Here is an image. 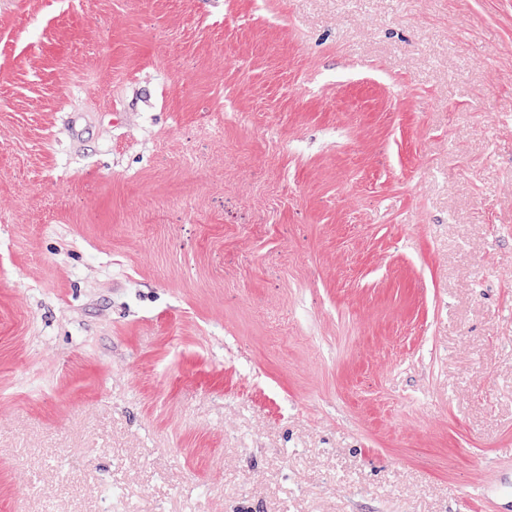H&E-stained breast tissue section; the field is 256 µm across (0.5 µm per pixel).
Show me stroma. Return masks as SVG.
<instances>
[{"label":"stroma","instance_id":"obj_1","mask_svg":"<svg viewBox=\"0 0 512 512\" xmlns=\"http://www.w3.org/2000/svg\"><path fill=\"white\" fill-rule=\"evenodd\" d=\"M512 0H0V512H501Z\"/></svg>","mask_w":512,"mask_h":512}]
</instances>
